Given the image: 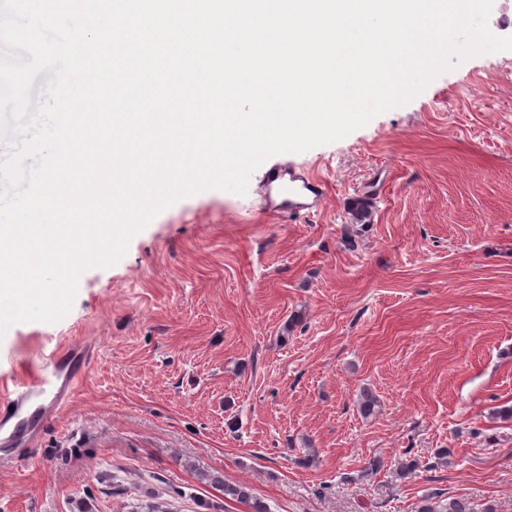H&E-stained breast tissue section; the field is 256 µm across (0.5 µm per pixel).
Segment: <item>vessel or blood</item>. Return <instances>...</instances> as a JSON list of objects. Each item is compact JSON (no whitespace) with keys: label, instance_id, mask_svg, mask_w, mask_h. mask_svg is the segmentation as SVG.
<instances>
[{"label":"vessel or blood","instance_id":"obj_1","mask_svg":"<svg viewBox=\"0 0 512 512\" xmlns=\"http://www.w3.org/2000/svg\"><path fill=\"white\" fill-rule=\"evenodd\" d=\"M262 185L276 191L273 208L291 222L315 209L324 195L320 177L293 167L270 169ZM95 355L94 346L59 343L42 351L23 377L0 383V452L20 457L22 448L35 441L46 422L70 406Z\"/></svg>","mask_w":512,"mask_h":512}]
</instances>
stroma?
Returning <instances> with one entry per match:
<instances>
[{"instance_id": "1", "label": "stroma", "mask_w": 512, "mask_h": 512, "mask_svg": "<svg viewBox=\"0 0 512 512\" xmlns=\"http://www.w3.org/2000/svg\"><path fill=\"white\" fill-rule=\"evenodd\" d=\"M275 165L318 172L320 209L266 210ZM266 167L162 211L60 321L0 335V379L45 343L100 346L28 463L0 460V512H251L209 473L268 512H512V50ZM209 477V482L216 486L224 487V496L230 497L239 502L248 503L253 512H268L267 507L262 501L256 498L251 489L244 484L226 483L218 477ZM436 497L439 496L422 498L415 512H477L465 498L448 496V498L436 500Z\"/></svg>"}]
</instances>
